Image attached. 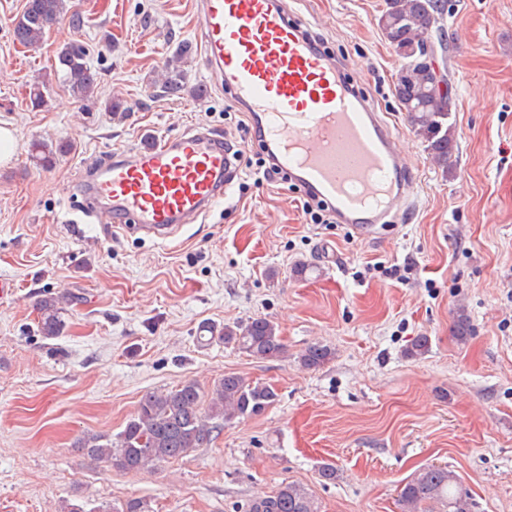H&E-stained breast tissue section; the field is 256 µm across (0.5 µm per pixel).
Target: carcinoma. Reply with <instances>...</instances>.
<instances>
[{"mask_svg":"<svg viewBox=\"0 0 512 512\" xmlns=\"http://www.w3.org/2000/svg\"><path fill=\"white\" fill-rule=\"evenodd\" d=\"M444 0H385L379 18L380 29L393 49L410 48L430 42L443 43L440 21ZM69 17L78 27L81 17L67 14L66 0H25L21 15L13 24L14 39L27 48H39L51 28ZM191 48L183 43L166 66L163 92L177 95L184 90V72L180 66ZM63 83L78 101H89L97 93V73L89 66L86 51L68 45L57 52ZM401 111L426 144L429 159L448 171L456 162L454 128L449 123L451 97L432 93L430 75L423 69L402 65L395 85ZM57 150L42 140L31 144V158L41 166L52 165ZM38 326L43 336L54 338L63 331V300L49 297L37 304ZM470 318L464 310L456 313L454 336L461 343L471 336ZM224 343L261 360H273L286 352L276 324L257 317L245 323L226 325L217 331ZM334 356L331 347L315 343L299 355V363L315 369ZM278 399L276 390L238 374H226L210 392L194 381H185L161 392H148L139 401L137 413L115 436L88 435L76 448L88 457L103 460L124 471L151 470L163 462L185 456L212 439L226 423L262 414ZM403 512H471L472 503L455 473L448 466L428 465L407 480L399 492ZM94 512H152L147 502L127 501L122 507L105 505ZM248 512H320L308 490L294 482H283L269 496L253 500Z\"/></svg>","mask_w":512,"mask_h":512,"instance_id":"obj_1","label":"carcinoma"}]
</instances>
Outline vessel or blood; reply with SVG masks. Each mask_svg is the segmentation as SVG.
<instances>
[{
  "label": "vessel or blood",
  "instance_id": "obj_1",
  "mask_svg": "<svg viewBox=\"0 0 512 512\" xmlns=\"http://www.w3.org/2000/svg\"><path fill=\"white\" fill-rule=\"evenodd\" d=\"M202 52L215 83L250 112L276 165L324 199L340 223H396L415 205L410 167L388 121L345 61L316 46L283 0H200ZM237 156L206 124L174 138L139 136L74 185L87 215L160 242L227 196Z\"/></svg>",
  "mask_w": 512,
  "mask_h": 512
}]
</instances>
